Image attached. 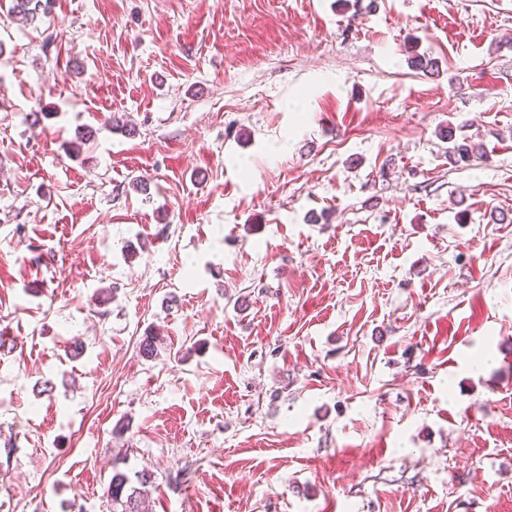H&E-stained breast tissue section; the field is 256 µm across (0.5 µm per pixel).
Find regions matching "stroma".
Returning a JSON list of instances; mask_svg holds the SVG:
<instances>
[{
	"label": "stroma",
	"instance_id": "obj_1",
	"mask_svg": "<svg viewBox=\"0 0 512 512\" xmlns=\"http://www.w3.org/2000/svg\"><path fill=\"white\" fill-rule=\"evenodd\" d=\"M361 2L0 14V512H512V0ZM135 480L126 472L113 469L112 477L106 490L112 512H142V504L148 495L147 487L152 484L151 475L135 472Z\"/></svg>",
	"mask_w": 512,
	"mask_h": 512
}]
</instances>
